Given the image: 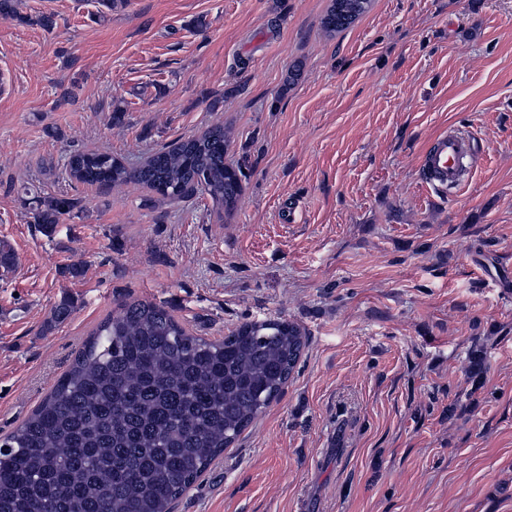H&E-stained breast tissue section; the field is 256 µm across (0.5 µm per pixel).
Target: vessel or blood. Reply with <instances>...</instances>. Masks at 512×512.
I'll use <instances>...</instances> for the list:
<instances>
[{
  "label": "vessel or blood",
  "mask_w": 512,
  "mask_h": 512,
  "mask_svg": "<svg viewBox=\"0 0 512 512\" xmlns=\"http://www.w3.org/2000/svg\"><path fill=\"white\" fill-rule=\"evenodd\" d=\"M475 151L470 136L446 133L433 141L423 157L426 182L432 187L454 189L464 180L463 168Z\"/></svg>",
  "instance_id": "1"
}]
</instances>
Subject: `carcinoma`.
Returning a JSON list of instances; mask_svg holds the SVG:
<instances>
[{
	"instance_id": "cac0c4a2",
	"label": "carcinoma",
	"mask_w": 512,
	"mask_h": 512,
	"mask_svg": "<svg viewBox=\"0 0 512 512\" xmlns=\"http://www.w3.org/2000/svg\"><path fill=\"white\" fill-rule=\"evenodd\" d=\"M352 24L327 10L323 27ZM224 125L180 139L137 167L78 153L70 176L106 188L133 182L164 198L205 194L229 216L245 173L226 162ZM78 201L45 197V231ZM303 333L281 320L244 323L221 340L194 336L152 302L119 305L38 408L0 439V512H173L175 502L288 382Z\"/></svg>"
}]
</instances>
